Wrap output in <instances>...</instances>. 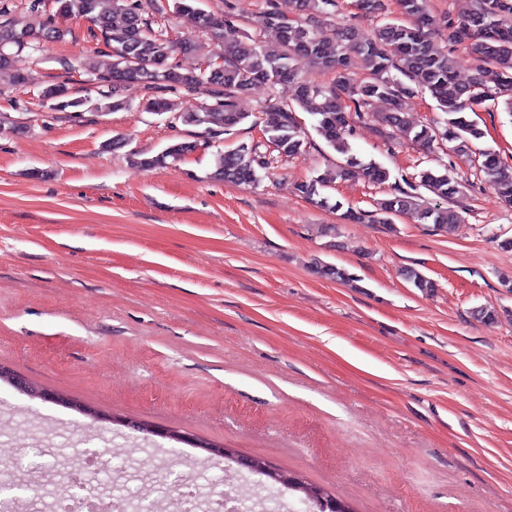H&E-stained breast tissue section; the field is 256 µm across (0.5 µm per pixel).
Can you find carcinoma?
<instances>
[{
    "mask_svg": "<svg viewBox=\"0 0 512 512\" xmlns=\"http://www.w3.org/2000/svg\"><path fill=\"white\" fill-rule=\"evenodd\" d=\"M61 16L85 19L92 23V39L103 41L112 67L103 73L91 58L83 68L96 76L103 86L117 88L138 84L149 92L148 102L160 113L172 112L182 124L204 127L205 133L216 137L249 118L236 109V99L248 94L259 84L275 85L288 81L295 85L293 104L283 105L275 112L265 113L264 134L278 154L295 158L306 148L305 131L296 122L293 112H307L317 119L316 131L334 151L343 156L334 170L297 183L302 197L322 207L342 208L340 202L330 203L322 190L340 180L362 178L383 184L389 172L380 165L365 163L352 153L347 136L351 117L363 121L370 103L385 100L386 112L375 113L379 132L387 138L405 137L426 149L447 141L453 153L472 163L485 184L506 205H512V167L490 149H478L476 143L484 131L470 118L476 108L489 102L503 105L512 112V4L507 0H476L475 7L458 19H438L431 11L430 0H396V12L387 13L381 0H362L365 14L380 18V23L365 33L352 24L336 22V0H288V13H282L272 0L253 22L256 33L239 31L227 15L218 16L201 7L202 0H60ZM189 18L209 40L219 47L205 51V46L172 40L168 31L158 25L157 16L167 10ZM441 25L447 31L448 45L464 44L475 65L471 78H456L453 59L444 50L434 49L428 31ZM276 32L281 51L263 49L259 33ZM68 30L50 22H0V69L10 66L11 49L37 50L44 41H60ZM206 52L203 68H184L175 59L178 55ZM304 63H314L334 74L328 86H314L299 80ZM367 71V78L356 83L350 73L355 66ZM68 87L60 82L46 85L40 94L50 99L53 109L79 112L87 106L76 95L53 97L51 90ZM172 87L189 92L204 90L213 99L195 111H181L177 105L160 95ZM435 101L439 118L419 127L406 119V101L422 94ZM96 111L112 112L126 108L124 100L112 94H100ZM197 148L195 141H179L161 153L148 156L132 151L131 164L154 168L178 161ZM268 168V161L257 147L246 142L218 155L211 177L237 184L257 181V170ZM420 186L432 197L400 190L376 202L373 211L352 208L342 213L350 222L368 221L390 224L394 217L408 215L420 224L448 229L464 222L462 214L449 202L462 192L463 185L446 173L425 169L418 173ZM315 273L336 282L351 280V274L326 263L315 265ZM404 278L423 294L433 291L434 283L414 268L402 271ZM255 473L290 491L303 494L301 501L308 512H352L343 499L325 487L312 485L298 475L277 470L268 472L270 464L255 460Z\"/></svg>",
    "mask_w": 512,
    "mask_h": 512,
    "instance_id": "1",
    "label": "carcinoma"
}]
</instances>
